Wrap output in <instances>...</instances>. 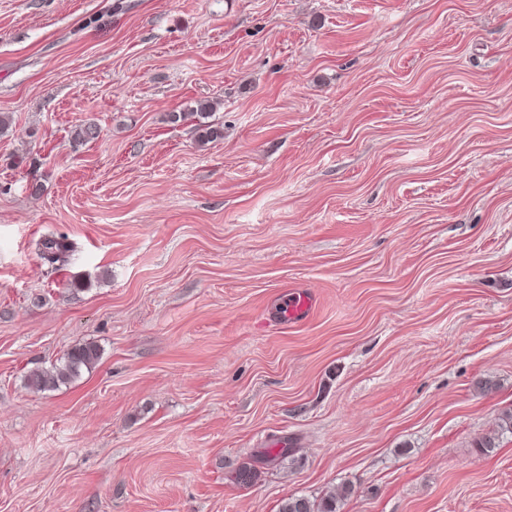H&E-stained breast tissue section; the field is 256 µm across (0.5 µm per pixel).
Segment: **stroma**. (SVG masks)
<instances>
[{
	"mask_svg": "<svg viewBox=\"0 0 512 512\" xmlns=\"http://www.w3.org/2000/svg\"><path fill=\"white\" fill-rule=\"evenodd\" d=\"M0 114V512H512V0H0ZM72 246L65 239L46 238L41 243V254L50 263L65 261L72 251ZM315 304L314 297L307 292H294L284 306L286 321H300L307 317ZM100 357V348L96 344L77 345L49 368L35 373L28 380V385L37 391H46L72 383L80 377L83 368L91 369ZM350 493L351 489L344 487L340 495H330L318 502L305 496H291L282 504L280 512H339L338 503Z\"/></svg>",
	"mask_w": 512,
	"mask_h": 512,
	"instance_id": "1",
	"label": "stroma"
}]
</instances>
